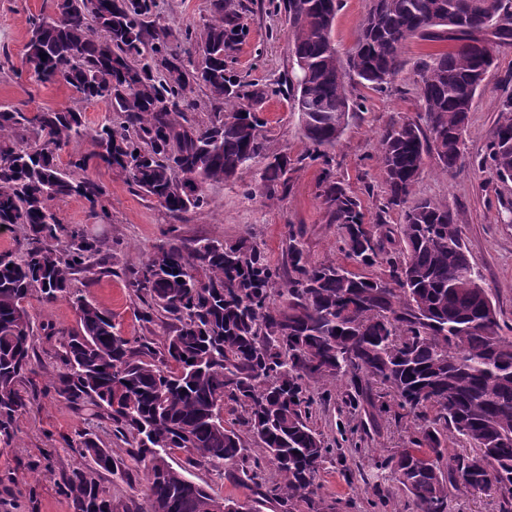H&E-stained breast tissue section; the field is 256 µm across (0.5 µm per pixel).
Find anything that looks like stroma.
<instances>
[{
	"instance_id": "35a3bbf8",
	"label": "stroma",
	"mask_w": 512,
	"mask_h": 512,
	"mask_svg": "<svg viewBox=\"0 0 512 512\" xmlns=\"http://www.w3.org/2000/svg\"><path fill=\"white\" fill-rule=\"evenodd\" d=\"M247 35L239 45L232 68L239 79L267 94L256 108L266 120L264 135L268 150L298 161L286 194L271 205L249 197L247 187L255 173L243 174L221 184L207 186V204L183 214L178 221L137 193L126 178L100 164L97 148L85 138L59 155L60 166L77 157H86L87 173L105 192L107 215L92 211L81 197L55 201L54 207L64 223L77 224L112 251V272L89 281L73 282L89 300L109 311L124 336H152L150 324L140 317L141 303L126 286L121 273L124 265L147 258L159 244L169 225H176L186 239L218 238L233 242L251 236L271 262L283 259L288 228L300 229L305 252L316 260L343 261L338 249L340 228L334 223L320 195L321 166L305 160L308 143L297 113L286 96L269 94L268 88L289 67L288 26L276 0H241ZM162 24L174 30L186 26L202 27L210 17V0H157ZM371 5L370 0H341L333 39L340 52L355 43L358 26ZM53 11V0H0V105L26 112L75 108L81 110L89 127H97L109 114L106 103L81 100L62 82L41 83L29 76L22 59L30 36L29 20ZM447 41L418 37L402 47L404 68L396 83L377 92L358 85L354 95L364 102L343 132L333 152L334 171L344 186L359 197L365 219L384 220L397 225L399 211L380 214L385 196L383 174L377 163L379 135L389 123L415 116L419 111L414 65L428 56L450 49ZM495 66L477 91L465 135L464 158L456 171L448 173L434 159H427L414 187L416 197L448 204L464 227V240L470 259L483 276L485 288L501 311V322L512 327V223L503 208L512 201V184L501 183L489 171L479 168L497 122V97L505 82L512 81V42L494 47ZM27 309L36 327L35 358L28 380L35 392L31 409L18 421L10 444L0 443V512H71L63 493V478L75 468L88 467V460L68 448L67 441L77 430L95 434L108 447L129 458L130 446L117 440L110 423L91 420L75 412L62 398L48 391L47 384L57 367L58 337L46 336L42 326L53 323L72 331L77 313L65 300L52 304L31 298ZM327 400L312 410L315 428L333 447L331 458L321 468L320 512H411L408 492L385 480L378 463L405 447L410 431L432 419L434 409L424 411L423 419L398 417L389 413L371 418L364 408L353 409L343 401L344 391L327 386ZM173 467L184 466L189 478L223 498L251 501L257 512H280L277 504L263 501L254 493L251 482L240 481L210 466H188L183 451L169 459ZM96 478L116 503L134 506L144 500L143 474L131 463L127 477L97 472Z\"/></svg>"
}]
</instances>
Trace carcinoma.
<instances>
[{"instance_id": "obj_1", "label": "carcinoma", "mask_w": 512, "mask_h": 512, "mask_svg": "<svg viewBox=\"0 0 512 512\" xmlns=\"http://www.w3.org/2000/svg\"><path fill=\"white\" fill-rule=\"evenodd\" d=\"M211 6L202 29L178 32L154 19L156 0H54L53 15L32 19L25 62L37 80L62 81L84 101L105 102L112 116L90 128L72 108L0 109V228L18 232L24 245L19 260L0 253V439L10 442L34 401L21 386L34 355L26 303L36 293L77 311L75 331L43 326L62 338L52 387L73 409L111 422L133 448L145 504L126 512H226L230 505L251 512L174 468L168 458L175 450L191 463L244 476L282 512H293L298 500L318 512L317 477L333 448L310 425L311 388L343 378L352 407L365 400L389 413L373 393L383 388L408 415L436 409L411 439L431 457L405 448L380 464L417 512H448L450 484L466 492L494 488L501 512H512V340L500 334L499 311L454 212L414 195L427 158L452 172L464 157L481 87L476 73L493 65L495 44L512 39V0H373L344 56L332 37L339 0H283L291 71L279 87L309 143L297 162H322L321 196L341 225V251L359 267L386 266L381 275L310 259L292 226L284 265L249 236L187 241L172 227L150 257L123 268L144 305L143 321L165 336L159 350L122 335L72 288L78 275L111 272L100 242L64 224L54 208L69 196L101 204L104 191L84 159L58 164L60 152L83 137L96 142L101 162L174 219L206 205V186L253 169L261 199L288 191L296 167L269 154L252 105L264 92L247 89L228 68L246 32L242 12L233 0ZM413 37L455 46L415 66L422 113L380 134L383 210L402 212L400 250L391 253L384 245L391 229L381 217L365 223L360 199L336 180L332 151L360 110L354 85L389 88L404 66L402 45ZM196 87L212 102L206 121L187 116ZM498 112L479 166L507 182L512 94L499 98ZM230 401L245 409L240 430L224 419ZM441 429L476 455L450 457L442 469ZM249 437L281 482H263ZM73 444L96 466L65 475L73 512H115L95 470L122 474L125 460L86 431Z\"/></svg>"}]
</instances>
